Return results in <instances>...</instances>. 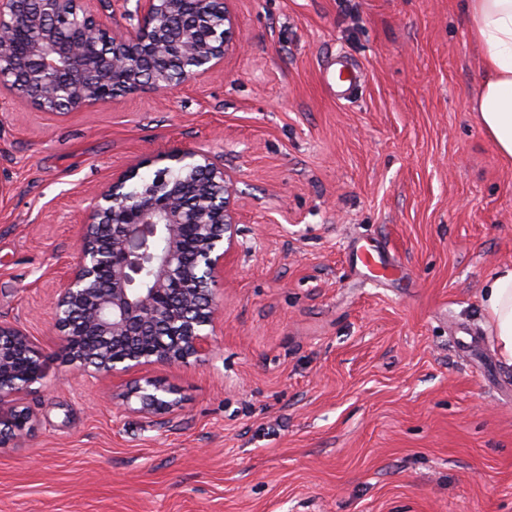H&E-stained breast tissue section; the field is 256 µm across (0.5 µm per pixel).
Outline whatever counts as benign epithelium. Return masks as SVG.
<instances>
[{
    "label": "benign epithelium",
    "mask_w": 512,
    "mask_h": 512,
    "mask_svg": "<svg viewBox=\"0 0 512 512\" xmlns=\"http://www.w3.org/2000/svg\"><path fill=\"white\" fill-rule=\"evenodd\" d=\"M88 0H0V87L36 109L65 115L149 88L172 90L222 70L237 47L226 0H139L137 23L115 32ZM176 163L134 187L112 177L84 216L78 258L54 302L61 352L81 369L116 378L209 353L222 311L224 234L235 216L224 169L176 149ZM42 349L0 321V447L22 441L35 416L25 394L43 379ZM176 390L143 377L122 394L143 414L172 412Z\"/></svg>",
    "instance_id": "obj_1"
}]
</instances>
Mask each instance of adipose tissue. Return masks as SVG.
I'll return each instance as SVG.
<instances>
[{"mask_svg": "<svg viewBox=\"0 0 512 512\" xmlns=\"http://www.w3.org/2000/svg\"><path fill=\"white\" fill-rule=\"evenodd\" d=\"M471 37L483 48V78L470 101L475 120L501 159L512 163V0H461ZM483 312L494 347L512 369V263L483 282Z\"/></svg>", "mask_w": 512, "mask_h": 512, "instance_id": "adipose-tissue-1", "label": "adipose tissue"}]
</instances>
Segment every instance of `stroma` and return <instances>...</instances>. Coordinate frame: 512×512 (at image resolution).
Masks as SVG:
<instances>
[{
	"mask_svg": "<svg viewBox=\"0 0 512 512\" xmlns=\"http://www.w3.org/2000/svg\"><path fill=\"white\" fill-rule=\"evenodd\" d=\"M222 71L66 115L0 90V320L47 356L0 512H512V370L480 288L512 263V166L469 109L483 51L458 0H229ZM366 78L337 100L322 69ZM193 149L236 224L211 352L149 369L179 406L113 405L52 299L115 173ZM393 268L370 281L358 247Z\"/></svg>",
	"mask_w": 512,
	"mask_h": 512,
	"instance_id": "obj_1",
	"label": "stroma"
}]
</instances>
